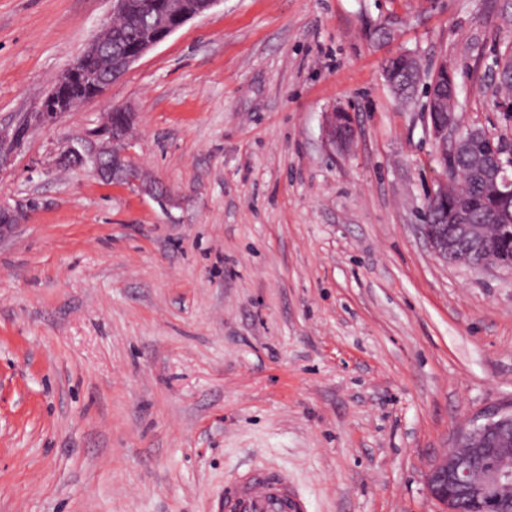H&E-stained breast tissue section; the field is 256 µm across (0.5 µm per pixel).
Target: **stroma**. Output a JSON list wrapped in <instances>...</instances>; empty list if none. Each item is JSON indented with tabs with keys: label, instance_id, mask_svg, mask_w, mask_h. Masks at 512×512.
Here are the masks:
<instances>
[{
	"label": "stroma",
	"instance_id": "stroma-1",
	"mask_svg": "<svg viewBox=\"0 0 512 512\" xmlns=\"http://www.w3.org/2000/svg\"><path fill=\"white\" fill-rule=\"evenodd\" d=\"M111 16L0 0V126ZM511 47L512 0H220L33 128L0 170V202L38 203L0 243V512H217L259 466L311 512H441L430 464L512 400V270L431 250L428 99L402 104L382 64L449 65L464 124L512 144L494 82ZM115 105L163 200L60 166ZM324 127L328 140L335 148L344 151L353 145L357 128L350 112H343L342 108L326 112Z\"/></svg>",
	"mask_w": 512,
	"mask_h": 512
}]
</instances>
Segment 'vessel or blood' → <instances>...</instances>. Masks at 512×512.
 Here are the masks:
<instances>
[{
  "label": "vessel or blood",
  "mask_w": 512,
  "mask_h": 512,
  "mask_svg": "<svg viewBox=\"0 0 512 512\" xmlns=\"http://www.w3.org/2000/svg\"><path fill=\"white\" fill-rule=\"evenodd\" d=\"M221 512H309L287 472L250 468L224 486Z\"/></svg>",
  "instance_id": "b4317fda"
}]
</instances>
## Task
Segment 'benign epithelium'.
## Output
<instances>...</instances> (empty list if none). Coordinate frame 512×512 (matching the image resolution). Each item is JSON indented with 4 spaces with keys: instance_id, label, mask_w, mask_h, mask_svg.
Instances as JSON below:
<instances>
[{
    "instance_id": "1",
    "label": "benign epithelium",
    "mask_w": 512,
    "mask_h": 512,
    "mask_svg": "<svg viewBox=\"0 0 512 512\" xmlns=\"http://www.w3.org/2000/svg\"><path fill=\"white\" fill-rule=\"evenodd\" d=\"M186 0H167L165 10L157 19L155 33L144 37L135 50L126 55L121 71L113 72L112 59L102 50L100 38H93L85 53L59 78L55 91L43 101L39 112L29 122H22L13 129L0 128V169L10 164L15 148L34 125L51 123L71 111L73 104L65 90L77 81L96 95L109 87L132 64L172 35L177 28L169 23L176 18L180 24L208 11L220 0H204L203 11H188ZM437 120L428 123L433 140L448 155L467 154L470 167L482 171L490 178L488 189L492 196L509 203L512 201V156L500 154L489 160L482 153H472L471 146L484 137L478 127L462 129L459 113L448 111L445 94L436 99ZM134 113L121 106L113 107L106 115L105 132L108 139L99 145L80 143L69 148L64 160L78 166H89L102 180L113 181L112 171L122 167L126 171L125 184L146 191H153L143 169L132 163L125 152L114 147L131 128ZM325 132L330 143L340 150L353 145L357 128L351 113L336 108L325 115ZM448 178L441 179L430 193V209L448 204ZM35 202L18 200L15 204H0V241L10 237L26 222ZM488 224L475 223L462 206L448 209V223L422 225L423 234L434 253L443 260L454 254V264L472 269L501 268L509 264L497 252L487 248ZM512 432V402L492 405L457 428L452 435V451L445 453L431 466L427 475L429 495L443 506L444 512H457L459 500L472 496L485 502V512H512V435L499 437L504 430Z\"/></svg>"
}]
</instances>
